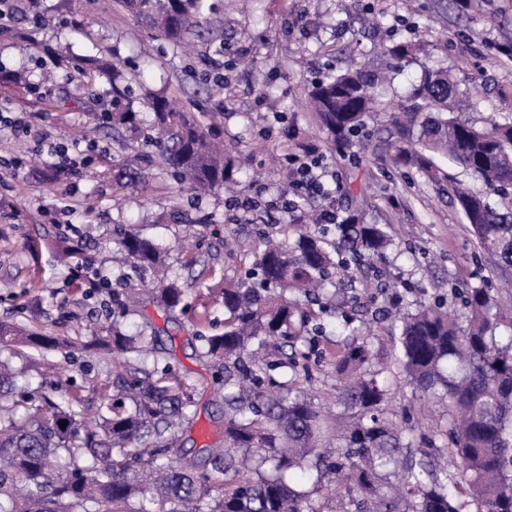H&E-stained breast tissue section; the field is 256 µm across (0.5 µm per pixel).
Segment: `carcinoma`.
Returning a JSON list of instances; mask_svg holds the SVG:
<instances>
[{"mask_svg": "<svg viewBox=\"0 0 512 512\" xmlns=\"http://www.w3.org/2000/svg\"><path fill=\"white\" fill-rule=\"evenodd\" d=\"M179 44L202 37L204 0H120ZM385 53L417 61L420 49L403 42ZM81 69L107 70L97 56L72 58ZM421 76L403 111L389 119L386 151L396 168L437 181L445 158L506 196L493 203L479 189L451 184V196L479 248L501 277H512V121L479 128L456 115L464 95L444 68L420 63ZM382 76L350 65L314 81L308 103L327 142L349 149L365 133ZM153 126L167 138L165 162L177 179L203 190L235 185L233 161L208 138L191 113L168 97L152 96ZM129 269L141 276L165 269L164 250L138 232L116 242ZM392 245L385 224L355 214L335 228L296 225L278 238L262 231L243 275L224 274V287L207 288L224 306V332L197 334L203 354L222 364L224 447L184 450L179 432L191 400L168 361L140 367L113 393L100 392L96 417H84L82 396L62 403L42 394L15 398L17 372L0 360V512H319L290 475L316 473L315 485L339 501L361 497L363 512H512V336H492L490 298L483 288L461 294L467 325L438 302L421 306L398 326L397 369L425 396L448 409L444 446L455 472L407 455L404 430L384 408L387 388L368 338H347L332 352L341 379L337 401L348 421L342 446L323 448L328 421L299 388L311 357L327 340L325 319L342 318L326 297L339 268L360 269ZM169 312L184 309L176 278L156 289ZM57 339L0 321V353L26 346L37 353ZM114 360L153 353L143 333L115 327L112 339L90 344ZM277 355L275 361L269 356ZM66 427H60V423ZM404 474L396 494L384 488L396 464Z\"/></svg>", "mask_w": 512, "mask_h": 512, "instance_id": "carcinoma-1", "label": "carcinoma"}]
</instances>
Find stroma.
<instances>
[{"instance_id": "stroma-1", "label": "stroma", "mask_w": 512, "mask_h": 512, "mask_svg": "<svg viewBox=\"0 0 512 512\" xmlns=\"http://www.w3.org/2000/svg\"><path fill=\"white\" fill-rule=\"evenodd\" d=\"M224 19L217 43L174 45L147 20L127 12L118 0H40L37 19L27 18V0H9L10 21L0 24V71L24 73L25 86L0 83V107L27 115L28 129L0 127V319L59 337L49 360H67L68 378L43 369L19 378L22 392L62 396L82 389L87 414L98 399L93 384L116 382L128 364L90 356L81 344L112 334L113 291L138 292L144 282L126 279V267L112 261L116 233L136 229L166 248V263L186 291L185 312L170 314L145 300L124 322L127 331L148 325L193 399L194 420L185 425L186 448L224 442V401L215 391L219 372L203 357L197 332L224 329V308L212 307L213 321L195 326L203 292L195 269L212 270V286L225 272L244 273L245 251L268 220L287 222L270 209L290 178L285 156L298 144L318 147L336 176L328 207H363L367 224L390 227L392 246L377 274L337 275L341 295L377 288L385 297L372 341L371 370L389 373L387 410L406 420L412 450L422 436L439 433L448 421L442 407L426 401L405 375L394 373L395 341L385 312L401 316L420 305L444 301L461 309L460 294L488 289L497 338L512 336V295L501 293L486 255L458 209L438 186L417 172L395 169L386 154L353 146L343 154L326 143L303 101L311 81L356 62L386 80L378 90L379 111L369 121L371 139L397 100L418 83V64L393 69L383 55L393 41L428 44L431 63L450 71L472 101L463 119L484 126L488 119L512 121V57L497 54L512 44V0H485L482 12L451 0H213ZM99 55L116 73L81 72L74 55ZM162 94L190 111L224 144L237 166L229 191L200 192L178 184L161 162L163 146L145 120L144 101ZM131 112L135 121L118 116ZM94 143L78 165L54 167L50 145ZM251 202L250 211L237 203ZM79 239L75 258L107 278L110 289L83 297L70 285V268L56 250ZM339 381L330 353L312 366L305 393L329 417Z\"/></svg>"}]
</instances>
